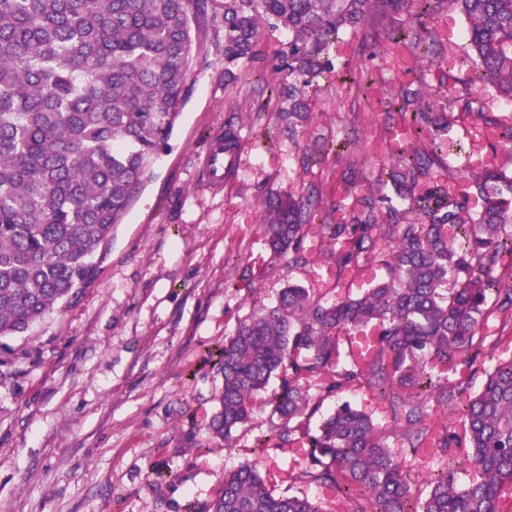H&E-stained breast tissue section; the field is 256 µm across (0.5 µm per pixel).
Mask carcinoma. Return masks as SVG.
I'll return each mask as SVG.
<instances>
[{"label": "carcinoma", "mask_w": 512, "mask_h": 512, "mask_svg": "<svg viewBox=\"0 0 512 512\" xmlns=\"http://www.w3.org/2000/svg\"><path fill=\"white\" fill-rule=\"evenodd\" d=\"M206 0H0V349L27 332L86 287L114 225L149 177L152 157L170 136L184 99V84L198 49L194 23ZM224 20V80L246 76L240 64L255 59L264 28L288 30L276 71L288 77L277 118L293 136L311 112L306 90L329 69V48L346 30L362 29L379 45L405 47L422 63L411 83L390 93L388 108L408 117L415 133L430 131V148L402 152L386 182L404 201L384 206L374 191L341 220L319 219L321 192L275 193L265 203L271 250L300 265L304 230H320L336 266L377 262L386 278L361 298L328 305L313 291L288 284L276 304L252 316L224 341L219 369L224 389L211 431L226 439L252 419L254 403L273 378L280 393L273 413L301 421L310 383L326 389L358 383L389 402L405 422L403 436L417 451L429 402L454 404L469 428L471 463L483 480L457 484L448 427L434 443L444 467L430 480L420 507L408 500L409 474L370 416L345 402L315 433L291 430L257 447L301 442L308 465L293 477L297 489L274 495L256 467L224 474L215 498L184 512H324L303 487L318 484L347 503L346 512H496L500 485L512 483V361L487 373L471 396L433 374L484 363L476 339L495 295L496 312L512 322V178L498 170L472 175L456 194L434 168L462 140L448 141L457 113L472 111L473 95L487 84L512 101V0H220ZM455 9L468 20L469 92L432 100L423 65L435 66L441 46L429 20ZM381 73L358 66L347 72L350 94ZM355 171L366 159L358 138L344 131L336 142L316 138L307 163L329 153ZM482 200L479 211L473 198ZM454 274L459 288L441 283ZM374 326L377 348L357 365L342 356L340 337Z\"/></svg>", "instance_id": "1"}]
</instances>
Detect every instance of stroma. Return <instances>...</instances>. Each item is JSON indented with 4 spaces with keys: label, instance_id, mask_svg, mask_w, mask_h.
<instances>
[{
    "label": "stroma",
    "instance_id": "obj_1",
    "mask_svg": "<svg viewBox=\"0 0 512 512\" xmlns=\"http://www.w3.org/2000/svg\"><path fill=\"white\" fill-rule=\"evenodd\" d=\"M443 55L428 68L436 101L461 94L469 71L459 58L466 46L465 18L434 16ZM201 51L187 74L174 129L153 175L121 224L91 283L71 303L11 341L14 367L0 377V512H183L187 502H209L225 473L256 465L280 494L306 458L295 448H261L258 440L287 428L272 413L279 391L271 380L251 423L231 439L209 429L224 385L217 351L253 313L273 306L287 283L311 286L313 275L334 264L319 237L304 238L308 263L289 266L263 238L264 199L272 192L301 195L322 190L328 220L346 194L380 188L399 150L409 148L403 121L385 105L360 111L345 82L347 65H369L364 31L340 34L330 48L335 69L308 92L314 118L287 138L277 128L274 88L284 82L275 66L288 40L285 29L265 31L248 79L224 84V22L207 9L195 27ZM240 127L241 162L232 184L209 190L197 168L213 134ZM354 127L369 162L351 174L335 155L305 164L310 139L335 138ZM379 264L350 263L323 301L361 297L384 277ZM478 336L490 355L480 370L448 375L449 385L477 393L488 371L512 360V323L489 314ZM317 406L307 422L316 430L337 405L366 411L393 453L401 430L387 406L367 388L334 394L312 386Z\"/></svg>",
    "mask_w": 512,
    "mask_h": 512
}]
</instances>
